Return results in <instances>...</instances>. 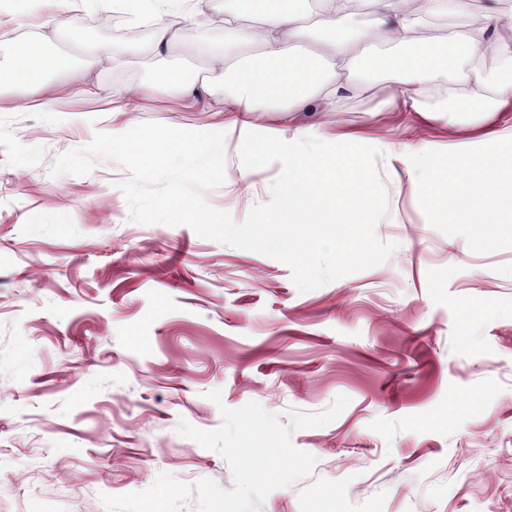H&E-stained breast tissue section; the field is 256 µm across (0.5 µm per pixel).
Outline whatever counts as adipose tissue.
I'll list each match as a JSON object with an SVG mask.
<instances>
[{"instance_id":"adipose-tissue-1","label":"adipose tissue","mask_w":512,"mask_h":512,"mask_svg":"<svg viewBox=\"0 0 512 512\" xmlns=\"http://www.w3.org/2000/svg\"><path fill=\"white\" fill-rule=\"evenodd\" d=\"M133 14L165 8L167 18L154 33L150 50L155 55L167 52L178 37L183 13L193 11L197 0H121ZM373 38L408 46L417 25L418 0H371ZM352 0H326L316 28L330 59L298 51L296 40L305 31L289 0H232L224 12L225 30H235L239 17L260 12L259 28L244 32L237 43L211 53L210 74L198 78L179 69L165 73L160 82L110 90L107 99L113 111H137L140 98L170 94L181 100L208 106L217 88H224L225 99L236 106L237 122H245L248 112L265 107L270 112H301L315 106L332 107L359 92L358 84L343 82L340 70L359 66L368 76L385 74L394 82L393 93L383 104L422 111L421 98L427 86L451 72L465 56L494 53L512 59V5L489 13L483 25L466 40L447 37L440 43L421 45L415 51L397 55L367 54L352 39L343 20L350 15ZM256 48V62L235 60L238 46ZM62 57L45 49L41 41L31 40L16 55L0 81L13 86L42 91L49 75L68 70ZM472 94L458 103L459 111L484 122L495 113L512 110V79L488 85L481 72L471 74ZM426 162L427 180L420 190L429 206L447 215L449 221L469 224H498L503 215L512 216V165L504 166L460 151L449 154L446 163L431 159L429 149H421Z\"/></svg>"}]
</instances>
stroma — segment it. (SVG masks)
<instances>
[{
	"instance_id": "35a3bbf8",
	"label": "stroma",
	"mask_w": 512,
	"mask_h": 512,
	"mask_svg": "<svg viewBox=\"0 0 512 512\" xmlns=\"http://www.w3.org/2000/svg\"><path fill=\"white\" fill-rule=\"evenodd\" d=\"M99 9L57 8L46 27L0 0V71L33 36L105 87L197 73L206 50L234 41L183 21L164 60L146 53L157 13L127 15L139 38L94 25ZM129 48L112 69L104 43ZM496 55L462 59L427 101L436 118L382 110L392 82L341 106L256 112L249 127L175 97L144 98L135 113L77 94L72 74L50 79L40 109L0 112V512H106L100 494L148 489L162 473L192 486L232 489L226 460L178 434L212 430L222 408L260 404L288 423L293 410L349 405L331 423L294 431L314 455L311 474L272 491L259 512H512V226L455 224L431 211L412 180L419 148L438 162L467 146L503 164L490 125L453 111L480 70L497 82ZM224 131L226 173L206 201L243 221L271 199L280 163L249 169L246 131L295 141L351 135L383 151L389 212L376 235L397 248L382 265L300 292L285 263L200 237L186 224L129 218V173L97 160L83 176L52 175L55 158L126 122ZM220 391L221 403L208 397Z\"/></svg>"
}]
</instances>
